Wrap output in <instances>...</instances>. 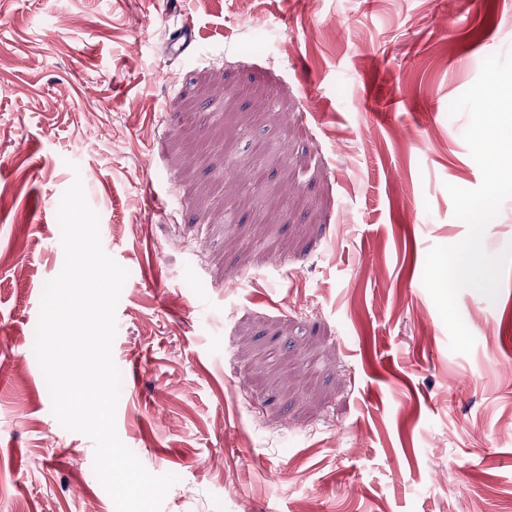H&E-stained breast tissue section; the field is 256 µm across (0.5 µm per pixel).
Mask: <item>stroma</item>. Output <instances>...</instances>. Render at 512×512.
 Masks as SVG:
<instances>
[{"label":"stroma","mask_w":512,"mask_h":512,"mask_svg":"<svg viewBox=\"0 0 512 512\" xmlns=\"http://www.w3.org/2000/svg\"><path fill=\"white\" fill-rule=\"evenodd\" d=\"M510 53L512 0H0V512H116L29 350L77 178L161 512H512V260L467 354L423 283Z\"/></svg>","instance_id":"35a3bbf8"}]
</instances>
